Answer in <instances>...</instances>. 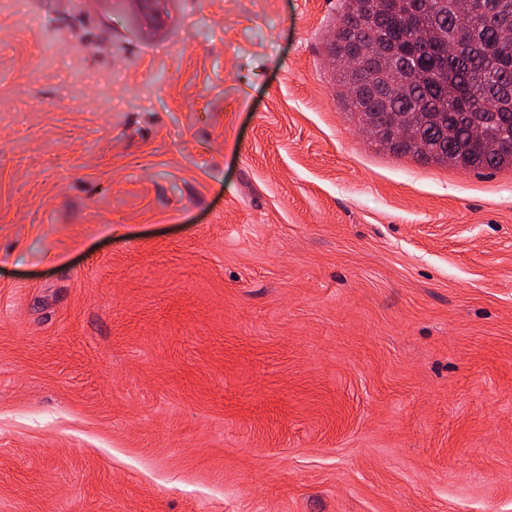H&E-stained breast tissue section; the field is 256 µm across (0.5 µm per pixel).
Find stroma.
I'll return each mask as SVG.
<instances>
[{
    "label": "stroma",
    "instance_id": "35a3bbf8",
    "mask_svg": "<svg viewBox=\"0 0 512 512\" xmlns=\"http://www.w3.org/2000/svg\"><path fill=\"white\" fill-rule=\"evenodd\" d=\"M340 0H0V512H512V165L336 101Z\"/></svg>",
    "mask_w": 512,
    "mask_h": 512
}]
</instances>
